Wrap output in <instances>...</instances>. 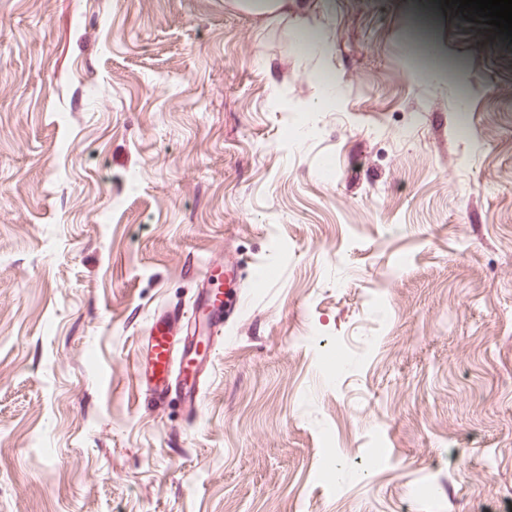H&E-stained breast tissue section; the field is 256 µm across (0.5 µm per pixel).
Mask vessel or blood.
<instances>
[{
    "label": "vessel or blood",
    "mask_w": 512,
    "mask_h": 512,
    "mask_svg": "<svg viewBox=\"0 0 512 512\" xmlns=\"http://www.w3.org/2000/svg\"><path fill=\"white\" fill-rule=\"evenodd\" d=\"M200 290L190 308L155 314L140 340L135 376L146 402L163 409L178 400L186 421L198 419L203 379L211 367L212 339L197 335L193 322L223 328L233 314L232 303L240 286L238 262H209L201 269Z\"/></svg>",
    "instance_id": "b4317fda"
}]
</instances>
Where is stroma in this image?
Here are the masks:
<instances>
[{
	"instance_id": "obj_1",
	"label": "stroma",
	"mask_w": 512,
	"mask_h": 512,
	"mask_svg": "<svg viewBox=\"0 0 512 512\" xmlns=\"http://www.w3.org/2000/svg\"><path fill=\"white\" fill-rule=\"evenodd\" d=\"M228 255L189 424L135 358ZM0 512H512V42L439 0H0Z\"/></svg>"
}]
</instances>
